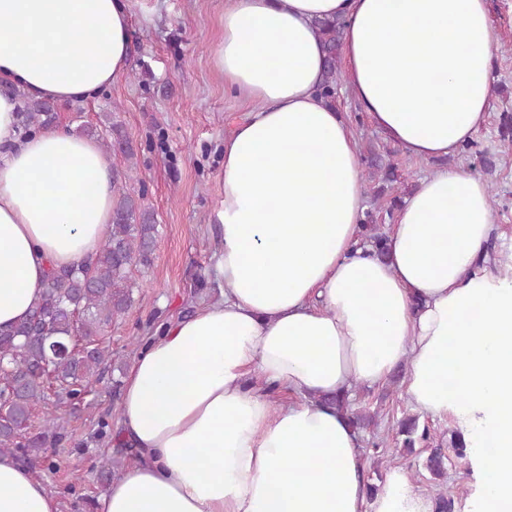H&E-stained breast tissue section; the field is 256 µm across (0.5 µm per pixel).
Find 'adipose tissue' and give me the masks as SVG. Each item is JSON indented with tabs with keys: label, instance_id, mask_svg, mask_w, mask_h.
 Segmentation results:
<instances>
[{
	"label": "adipose tissue",
	"instance_id": "ef3b65f1",
	"mask_svg": "<svg viewBox=\"0 0 512 512\" xmlns=\"http://www.w3.org/2000/svg\"><path fill=\"white\" fill-rule=\"evenodd\" d=\"M325 17L345 21L348 91L407 155H457L487 122L501 39L487 0H230L215 62L247 108L212 213L224 298L162 326L131 365L121 439L137 454L94 512H433L400 468L370 493L361 436L327 403L403 364L413 409L462 430L472 512H512V273L479 263L496 231L488 185L435 169L397 209L387 259L363 244L353 127L318 94ZM129 53L122 0H0V81L32 98L90 99ZM16 111L0 94V330L112 228L98 142L20 136ZM0 512L61 503L1 454Z\"/></svg>",
	"mask_w": 512,
	"mask_h": 512
}]
</instances>
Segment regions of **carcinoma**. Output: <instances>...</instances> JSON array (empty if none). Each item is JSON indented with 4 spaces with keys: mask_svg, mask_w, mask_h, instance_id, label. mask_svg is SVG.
Here are the masks:
<instances>
[{
    "mask_svg": "<svg viewBox=\"0 0 512 512\" xmlns=\"http://www.w3.org/2000/svg\"><path fill=\"white\" fill-rule=\"evenodd\" d=\"M343 30L344 22L339 18L316 23L325 51L321 95L336 106ZM14 94L24 100L18 118L25 134H30L33 128L52 126L56 119L53 106L32 99L19 89ZM108 128L111 140L104 143L106 151L120 147L127 161L124 177L129 179L135 170L133 146L118 125L111 122ZM499 133L501 153L506 155L512 151L511 114H502ZM365 163L369 178L382 183L378 194L388 188L395 191L387 208V214H392L402 202L397 167L383 163L373 151ZM112 190V230L95 260L76 268L51 271L30 318L0 333V454H9L31 466L57 445L65 430V418L47 407L48 391L54 390L58 403H69L87 393L100 374L112 367V348L96 343L94 337L132 306L138 283L131 278L130 267L135 263L143 267L151 264L158 234L154 213L144 205L141 196L120 184L115 173ZM362 228L377 256H387L376 210L365 212ZM39 405L45 406L42 425L32 432V413ZM398 435L403 437V448L409 452L416 442L430 439L428 428H419L415 415H407L398 422ZM450 461L451 457L442 449L434 448L427 457L426 469L433 478L440 479ZM120 464V460L110 456L102 459L100 485L110 484Z\"/></svg>",
    "mask_w": 512,
    "mask_h": 512,
    "instance_id": "carcinoma-1",
    "label": "carcinoma"
}]
</instances>
